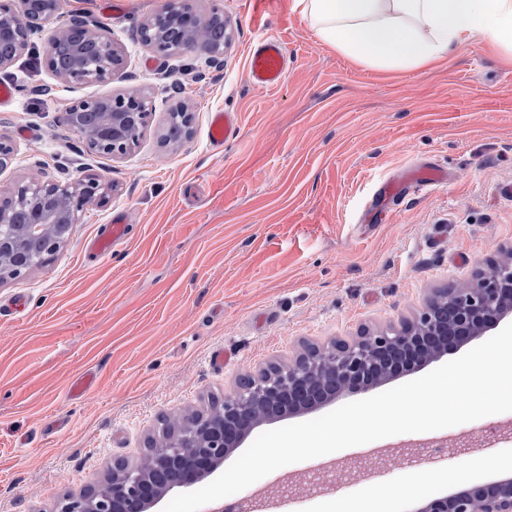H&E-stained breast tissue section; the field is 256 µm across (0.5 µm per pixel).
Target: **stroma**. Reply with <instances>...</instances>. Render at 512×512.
I'll return each mask as SVG.
<instances>
[{"mask_svg": "<svg viewBox=\"0 0 512 512\" xmlns=\"http://www.w3.org/2000/svg\"><path fill=\"white\" fill-rule=\"evenodd\" d=\"M101 2L60 0L59 13L94 20L124 46L108 81H59L38 41L0 68V86L17 92L0 105V138L17 152L0 190L41 167L113 187L56 253L0 280V512H59L113 461L137 463L166 419L207 411L305 346L400 326L512 247L508 52L477 42L433 67L386 71L321 43L294 0H192L224 14L215 66L141 43L139 24L165 0H122L115 18ZM263 37L287 56L275 88L248 76ZM139 90L155 113L123 157L88 153L58 121L71 99ZM179 105L193 112V133L173 151L160 133ZM215 110L240 128L220 150L208 140ZM424 168L446 181L378 198L384 181ZM116 217L127 242L88 253ZM509 452L512 440L497 439L429 466L484 483L498 466L473 460Z\"/></svg>", "mask_w": 512, "mask_h": 512, "instance_id": "1", "label": "stroma"}]
</instances>
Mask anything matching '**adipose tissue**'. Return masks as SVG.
Instances as JSON below:
<instances>
[{"label":"adipose tissue","mask_w":512,"mask_h":512,"mask_svg":"<svg viewBox=\"0 0 512 512\" xmlns=\"http://www.w3.org/2000/svg\"><path fill=\"white\" fill-rule=\"evenodd\" d=\"M321 43L381 69L428 67L479 39L512 49V0H294Z\"/></svg>","instance_id":"ef3b65f1"}]
</instances>
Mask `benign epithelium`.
<instances>
[{
  "mask_svg": "<svg viewBox=\"0 0 512 512\" xmlns=\"http://www.w3.org/2000/svg\"><path fill=\"white\" fill-rule=\"evenodd\" d=\"M59 0H0V67L11 64L46 24L57 17ZM215 10L198 14L189 0H166L146 18L138 33L142 43L166 56L199 52L220 63L224 48L209 43ZM79 32L70 46L71 65H56L55 36L42 49L48 71L67 84L103 82L122 68L125 50L112 32L81 16L64 24ZM153 115L144 93L77 98L59 121L95 155L116 157L136 146ZM111 187L94 175L63 182L44 170L0 194V275L27 269L36 262L26 241L40 235L46 252L68 240L85 207H104ZM494 274L475 282L443 288L429 296L414 319L398 328L360 335L326 347L310 345L277 370L242 379L224 397V405L205 414L169 422L170 434L150 440L138 464L112 463L107 480L64 500V512H150L175 489H189L220 472L224 459L240 447L257 426L285 416L313 411L343 394L367 392L411 367L448 353V341L470 342L512 316V248L492 262ZM410 512H512V476L472 486L463 483L445 496L432 498Z\"/></svg>",
  "mask_w": 512,
  "mask_h": 512,
  "instance_id": "1",
  "label": "benign epithelium"
}]
</instances>
